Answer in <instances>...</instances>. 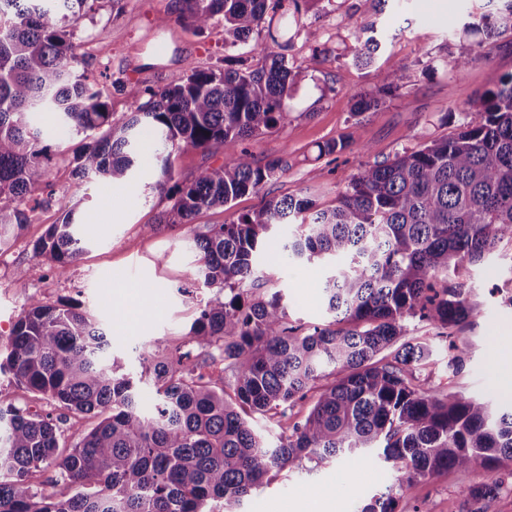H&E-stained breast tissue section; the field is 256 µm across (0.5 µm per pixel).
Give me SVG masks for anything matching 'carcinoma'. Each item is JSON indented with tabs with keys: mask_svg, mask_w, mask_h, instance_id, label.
<instances>
[{
	"mask_svg": "<svg viewBox=\"0 0 512 512\" xmlns=\"http://www.w3.org/2000/svg\"><path fill=\"white\" fill-rule=\"evenodd\" d=\"M96 0H0V247L32 223L34 187L47 170L48 146L29 123L49 107L71 132L86 135L77 174L110 183L127 180L136 143L149 131L158 143L163 180L173 200L145 231L190 224L204 209L258 192L282 161L253 165L240 143L291 120L286 100L308 76L309 64L288 59V29L255 44L257 63L244 68L190 70L149 99H134L127 118L75 70L74 24ZM309 0H178L179 17L203 32L224 20V47L249 43L272 12L284 20ZM464 24L476 42L512 32V0ZM352 60L369 66L381 43L374 25L350 28ZM399 67L387 87L357 96L358 118L378 110L402 87ZM448 135L398 153L353 176L331 208L309 198L264 201L230 224H213L191 242L199 283L224 291L200 307L191 333L226 362L235 381L225 397L222 376L203 379L185 364L189 353L157 360L141 354L161 402L146 412L132 378L109 353L110 340L79 308L34 299L17 321L0 374L42 392L63 408L102 416L68 453L58 451L57 425L25 415L0 399V512H202L211 499L237 512L252 490L304 458L317 464L382 449L410 477L440 470L481 473L464 489L462 512H498L504 484L490 477L512 462V411L415 378L430 357L426 340L407 337L413 319L446 330L448 367H462L466 342L453 329L473 311L472 289L459 278L464 263L497 257L512 243V74L501 77L468 108ZM224 147V162L191 182L173 181L171 156L183 148ZM292 226L281 252L295 263L327 261L323 282L332 320L307 332L288 326L283 295L255 294L271 279L258 256L271 231ZM90 237L71 216L53 224L36 245L61 272ZM336 375L303 422L271 447L250 415L307 397L327 370ZM53 467L78 484L66 500L33 492L29 476ZM394 488L360 512H395Z\"/></svg>",
	"mask_w": 512,
	"mask_h": 512,
	"instance_id": "obj_1",
	"label": "carcinoma"
}]
</instances>
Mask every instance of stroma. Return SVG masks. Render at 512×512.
<instances>
[{"instance_id": "obj_1", "label": "stroma", "mask_w": 512, "mask_h": 512, "mask_svg": "<svg viewBox=\"0 0 512 512\" xmlns=\"http://www.w3.org/2000/svg\"><path fill=\"white\" fill-rule=\"evenodd\" d=\"M175 5L176 0H96L93 11L76 25L77 68L108 102L113 119L124 118L143 89L165 86L192 68H223V22L197 33L181 24ZM485 6L486 0H388L384 12L378 13L373 0H319L301 12L298 25L316 30L318 41L292 37L288 56L297 65L316 51L323 59L288 99L291 121L244 143L248 161L262 165L281 159L287 161V170L260 192L242 195L224 208L202 210L193 223L156 234L146 233L144 227L156 223L170 206L168 197L155 188L161 169L156 155L141 156L132 177L121 185L77 179L74 152L81 136L68 132L50 109L34 113L32 124L51 148L48 174L34 194L39 206L33 223L0 249V353H6L30 299L47 304L75 300L111 336L113 357L130 373L140 375L141 352L164 357L180 351L204 359L202 374L223 375V362L208 359L206 349L189 335L200 306L220 292L194 288L199 261L188 239L207 226L232 223L272 197H308L317 207H330L361 169L448 135L453 129L447 121L450 110L467 107L500 77L512 73L511 33L486 46L466 67L454 65L469 48L468 40H456V33L469 14L483 12ZM161 17L167 18V26H158ZM370 23L380 31L382 44L372 65L361 68L352 61L348 27ZM171 30L176 33V50L157 57L156 43ZM431 58L437 71L428 75L422 67ZM134 59L139 62L135 72L129 68ZM400 66L405 69L402 88L379 110L354 120V95L384 88ZM341 139L348 145L339 156L320 155L321 146ZM223 161V148H186L173 153L172 169L175 179L186 181ZM69 211L76 223L85 225L91 240L60 275L49 260L36 255L34 246ZM259 265L281 289L289 325L307 329L328 320L321 299L325 267L289 264L272 249L263 252ZM464 273L475 290L473 312L455 329L468 343L465 367L449 375L447 341L413 320L408 324L410 334L426 337L433 347L418 376L433 387L451 386L489 401L496 411H508L512 386L505 383L494 359L512 352V260L468 266ZM189 285L194 288L190 294L185 291ZM130 287L139 290L132 319L127 318L122 299ZM0 396L18 409L52 417L64 452L98 422L95 415L60 409L51 397L15 383L8 374H0ZM311 405V399L299 400L286 410L255 415L253 423L276 445L304 420ZM474 479L473 473L457 469L403 479L390 463L374 455L326 467L304 459L253 490L239 512H302L307 505L320 506L322 512H356L358 504L396 483L401 486L397 512H415L420 506L427 512H460L461 492Z\"/></svg>"}]
</instances>
